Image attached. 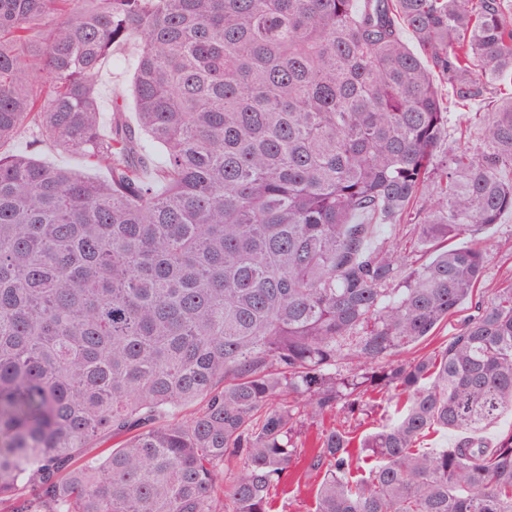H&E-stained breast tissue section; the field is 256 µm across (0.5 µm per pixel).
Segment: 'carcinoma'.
<instances>
[{
	"mask_svg": "<svg viewBox=\"0 0 512 512\" xmlns=\"http://www.w3.org/2000/svg\"><path fill=\"white\" fill-rule=\"evenodd\" d=\"M438 77L496 89L477 139ZM508 212L512 0H0V512H274L305 421L378 389L310 444L313 512H512V285L463 242ZM139 46L130 42L113 47L112 55L105 60L98 74V86L101 102V121L104 130L111 120V100L116 92H124L128 97L127 118L134 123L132 98L129 95L130 82L137 59ZM12 150L16 153L33 155L37 159L51 165L76 168L91 176L102 177L105 175L103 170L87 165V163L78 155L62 153L48 148L36 149L33 147L32 143L24 137L14 143ZM456 328V321L448 322L447 326H443L437 329L435 336H432L426 342L417 345L415 348L404 352L400 359L409 360L417 355H422L431 351L440 341L443 340L444 336H451Z\"/></svg>",
	"mask_w": 512,
	"mask_h": 512,
	"instance_id": "obj_1",
	"label": "carcinoma"
}]
</instances>
